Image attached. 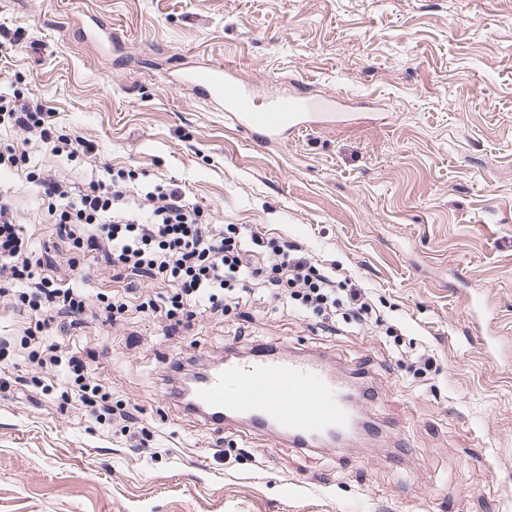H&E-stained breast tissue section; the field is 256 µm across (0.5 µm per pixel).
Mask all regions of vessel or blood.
<instances>
[{
  "label": "vessel or blood",
  "mask_w": 512,
  "mask_h": 512,
  "mask_svg": "<svg viewBox=\"0 0 512 512\" xmlns=\"http://www.w3.org/2000/svg\"><path fill=\"white\" fill-rule=\"evenodd\" d=\"M169 85L207 98L260 145L335 125L339 117L335 98L283 87L260 96L219 60L182 67ZM193 399L214 429H269L294 448L312 447L314 438L347 429L354 418L348 384L330 362L285 349L225 354L196 382Z\"/></svg>",
  "instance_id": "vessel-or-blood-1"
}]
</instances>
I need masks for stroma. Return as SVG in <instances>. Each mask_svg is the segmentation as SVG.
<instances>
[{"mask_svg":"<svg viewBox=\"0 0 512 512\" xmlns=\"http://www.w3.org/2000/svg\"><path fill=\"white\" fill-rule=\"evenodd\" d=\"M90 15L119 49L77 37ZM214 58L261 92L335 95L347 119L255 145L166 83ZM0 91L93 149L57 157L0 128L29 166L179 186L214 224L294 241L361 281L394 330L330 336L263 301L181 336L136 310L74 329L70 349L92 353L146 432L60 409L56 389L0 393V512H512V0H0ZM1 188L32 251L65 263L37 187L5 171ZM475 292L491 350L468 319ZM266 343L326 354L345 376L367 368L377 397L361 413L379 435L293 448L215 432L163 393L177 354Z\"/></svg>","mask_w":512,"mask_h":512,"instance_id":"stroma-1","label":"stroma"}]
</instances>
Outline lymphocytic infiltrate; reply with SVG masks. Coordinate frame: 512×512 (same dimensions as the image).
<instances>
[{
  "instance_id": "1",
  "label": "lymphocytic infiltrate",
  "mask_w": 512,
  "mask_h": 512,
  "mask_svg": "<svg viewBox=\"0 0 512 512\" xmlns=\"http://www.w3.org/2000/svg\"><path fill=\"white\" fill-rule=\"evenodd\" d=\"M0 124L51 144L56 155L78 152V141L57 132L50 109L20 95L0 93ZM27 178L47 199V214L73 255L66 268L46 270L30 249L11 199L0 194V304L26 321L19 347L0 336V360L25 357L58 370L66 402L97 422L108 424L117 416L135 424L140 410L114 407L109 386L94 378L88 356L69 350L66 342L85 319L104 326L123 319L135 277L169 287L163 305L150 307L169 335L190 330L199 315L220 317L229 307L248 304L258 291L271 296L276 311L319 318L328 332L343 325L364 331L382 321L359 282L337 281L333 269L314 262L296 243L233 224L216 229L209 210L188 203L180 188L155 186L146 194L151 209L142 215L129 174L77 189L44 169ZM86 259L105 260L113 280L124 283L123 295L101 294L92 301L71 285L69 269Z\"/></svg>"
}]
</instances>
